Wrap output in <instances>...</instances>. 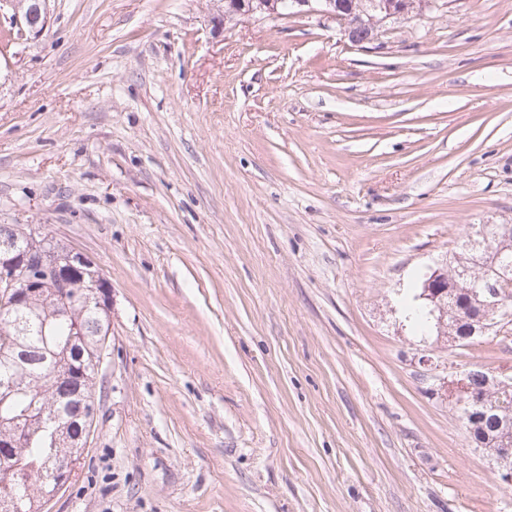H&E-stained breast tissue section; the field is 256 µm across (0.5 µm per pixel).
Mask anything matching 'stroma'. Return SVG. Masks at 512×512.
Segmentation results:
<instances>
[{
	"mask_svg": "<svg viewBox=\"0 0 512 512\" xmlns=\"http://www.w3.org/2000/svg\"><path fill=\"white\" fill-rule=\"evenodd\" d=\"M220 9L49 0L0 58V224L112 285L97 417L42 512H512L439 389L512 376V322L455 347L409 320L512 224V0L364 48Z\"/></svg>",
	"mask_w": 512,
	"mask_h": 512,
	"instance_id": "obj_1",
	"label": "stroma"
}]
</instances>
